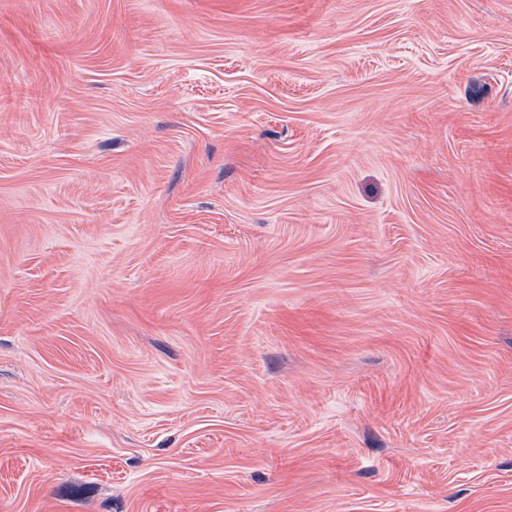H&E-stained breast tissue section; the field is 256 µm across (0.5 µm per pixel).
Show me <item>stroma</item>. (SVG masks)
Returning <instances> with one entry per match:
<instances>
[{
	"label": "stroma",
	"mask_w": 512,
	"mask_h": 512,
	"mask_svg": "<svg viewBox=\"0 0 512 512\" xmlns=\"http://www.w3.org/2000/svg\"><path fill=\"white\" fill-rule=\"evenodd\" d=\"M0 512H512V0H0Z\"/></svg>",
	"instance_id": "35a3bbf8"
}]
</instances>
